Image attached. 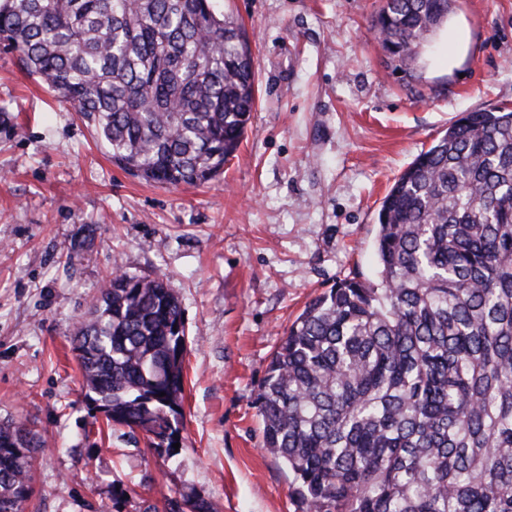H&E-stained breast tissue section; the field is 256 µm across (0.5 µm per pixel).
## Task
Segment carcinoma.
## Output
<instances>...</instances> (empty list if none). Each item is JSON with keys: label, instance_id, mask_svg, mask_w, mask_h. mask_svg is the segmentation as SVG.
<instances>
[{"label": "carcinoma", "instance_id": "1", "mask_svg": "<svg viewBox=\"0 0 512 512\" xmlns=\"http://www.w3.org/2000/svg\"><path fill=\"white\" fill-rule=\"evenodd\" d=\"M449 3L385 0L384 52L415 59ZM0 45L147 181L216 178L255 106L222 0H0ZM375 255L376 281L314 297L275 347L264 448L304 512H512V109L469 112L415 157L381 202ZM72 345L85 400L171 454L188 336L163 278L107 280ZM45 447L30 420L0 422V512H24Z\"/></svg>", "mask_w": 512, "mask_h": 512}]
</instances>
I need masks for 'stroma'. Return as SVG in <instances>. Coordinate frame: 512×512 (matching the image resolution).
<instances>
[{
    "instance_id": "1",
    "label": "stroma",
    "mask_w": 512,
    "mask_h": 512,
    "mask_svg": "<svg viewBox=\"0 0 512 512\" xmlns=\"http://www.w3.org/2000/svg\"><path fill=\"white\" fill-rule=\"evenodd\" d=\"M384 0H224L256 74V107L223 174L159 185L113 163L92 127L0 51V421L48 443L25 512H301L262 446L270 356L306 302L374 279L380 203L461 115L512 107V0H451L414 62L382 50ZM179 296L180 448L91 413L71 345L114 266Z\"/></svg>"
}]
</instances>
